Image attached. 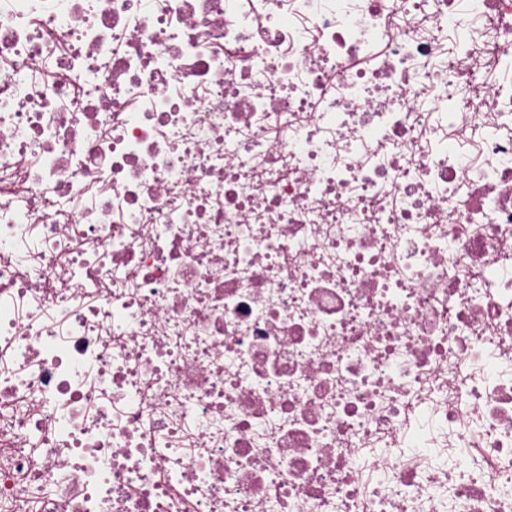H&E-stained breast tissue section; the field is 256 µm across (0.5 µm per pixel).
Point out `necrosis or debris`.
Returning a JSON list of instances; mask_svg holds the SVG:
<instances>
[{
    "instance_id": "obj_1",
    "label": "necrosis or debris",
    "mask_w": 512,
    "mask_h": 512,
    "mask_svg": "<svg viewBox=\"0 0 512 512\" xmlns=\"http://www.w3.org/2000/svg\"><path fill=\"white\" fill-rule=\"evenodd\" d=\"M0 512H512V0H0Z\"/></svg>"
}]
</instances>
